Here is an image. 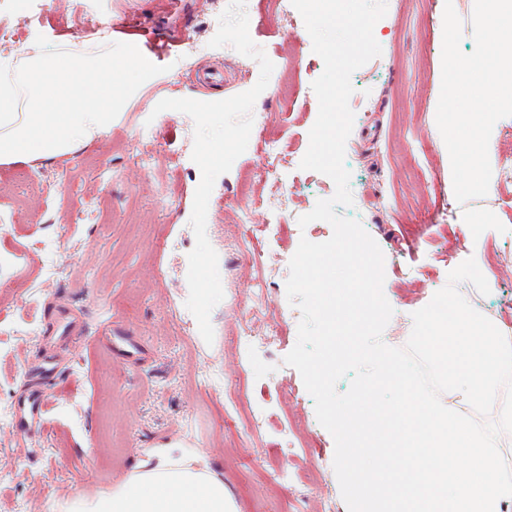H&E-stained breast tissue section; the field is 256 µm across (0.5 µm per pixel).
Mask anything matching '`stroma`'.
I'll return each mask as SVG.
<instances>
[{"instance_id": "stroma-1", "label": "stroma", "mask_w": 512, "mask_h": 512, "mask_svg": "<svg viewBox=\"0 0 512 512\" xmlns=\"http://www.w3.org/2000/svg\"><path fill=\"white\" fill-rule=\"evenodd\" d=\"M462 21L460 49L476 48L474 0H387L374 28L379 57L351 76L355 113L346 142L352 207L384 255V294L394 314L384 330L404 346L413 312L426 306L449 272L475 258L489 294L467 282L459 292L503 335L512 337V186L491 182L486 196L449 204L450 158L436 125L441 89L443 12ZM39 24L23 26L29 12ZM249 33L274 70L253 108L246 151L215 182L206 234L219 256L224 296L211 313L213 342L196 318L179 325L189 295L190 226L201 172L184 153L194 136L186 114L156 112L165 98L218 101L252 88L259 66L232 47L181 45L207 22L208 0H0V27L16 28L13 50L111 37L122 56L140 33L170 42L114 105L111 129L72 155L0 166V512H66L75 494L92 498L115 486L148 449L178 443L223 475L239 512H318L329 495L346 512L333 468L335 443L319 423L300 373L283 359L295 346L299 309L286 294L289 262L301 239L321 243L332 226L298 219L333 196L328 176L300 169L318 115L312 82L324 62L301 16L286 20L277 0H246ZM224 73L206 86L203 69ZM277 221L278 236L257 226ZM242 242L241 251L231 249ZM268 276L256 292L251 256ZM271 332L280 345L239 355L231 343L242 324ZM146 348L124 360L108 349L109 328ZM53 373H39L46 358ZM47 417L26 433L13 427L14 404L32 390ZM270 416L253 432L249 415ZM301 442L283 447L289 426ZM292 483L278 484L282 469Z\"/></svg>"}]
</instances>
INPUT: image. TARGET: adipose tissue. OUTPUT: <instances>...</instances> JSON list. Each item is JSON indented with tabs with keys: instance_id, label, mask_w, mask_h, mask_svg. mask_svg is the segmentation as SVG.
<instances>
[{
	"instance_id": "adipose-tissue-1",
	"label": "adipose tissue",
	"mask_w": 512,
	"mask_h": 512,
	"mask_svg": "<svg viewBox=\"0 0 512 512\" xmlns=\"http://www.w3.org/2000/svg\"><path fill=\"white\" fill-rule=\"evenodd\" d=\"M144 68L134 53L116 58L107 41L0 54V166L38 165L93 144L112 127L127 80ZM67 512H238L224 478L190 452L150 450L115 487Z\"/></svg>"
}]
</instances>
